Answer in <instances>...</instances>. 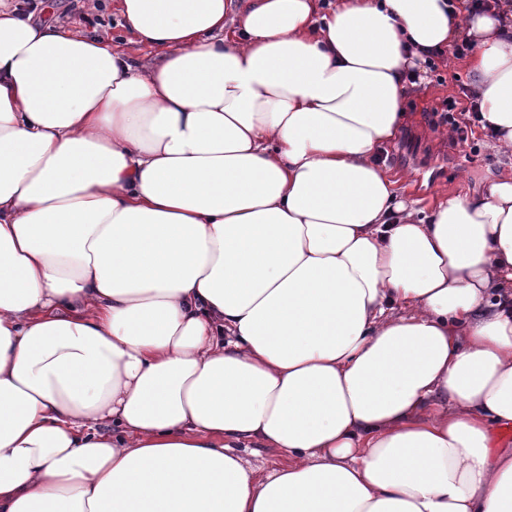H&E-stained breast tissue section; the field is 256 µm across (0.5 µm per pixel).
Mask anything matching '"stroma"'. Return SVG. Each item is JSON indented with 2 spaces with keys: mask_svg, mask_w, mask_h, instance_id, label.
Wrapping results in <instances>:
<instances>
[{
  "mask_svg": "<svg viewBox=\"0 0 512 512\" xmlns=\"http://www.w3.org/2000/svg\"><path fill=\"white\" fill-rule=\"evenodd\" d=\"M28 10L40 13L46 21L58 24L72 34L95 32L110 37L113 45L130 57L144 56V49L130 43L114 11V0H99L101 8L93 13L80 9L81 0H25ZM440 81L430 82L406 102L410 120L398 139L383 150L381 160L394 174L413 171L411 183L401 191L429 204L447 195L465 193L488 174L512 171V159L497 154L489 138L468 144L442 137L431 123V112L461 89L472 88L474 77L465 60L447 56L439 61Z\"/></svg>",
  "mask_w": 512,
  "mask_h": 512,
  "instance_id": "1",
  "label": "stroma"
}]
</instances>
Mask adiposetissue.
<instances>
[{
  "mask_svg": "<svg viewBox=\"0 0 512 512\" xmlns=\"http://www.w3.org/2000/svg\"><path fill=\"white\" fill-rule=\"evenodd\" d=\"M117 10L0 5V512H512V174L378 162L463 39L512 154V0ZM98 1L102 6L101 10L86 13L79 7L84 2L81 0H25L29 11H34L48 22L58 24L69 33L79 35L96 31L112 38V45L122 48L130 57H143L146 50L129 42L130 36L121 26L114 11V1Z\"/></svg>",
  "mask_w": 512,
  "mask_h": 512,
  "instance_id": "adipose-tissue-1",
  "label": "adipose tissue"
}]
</instances>
